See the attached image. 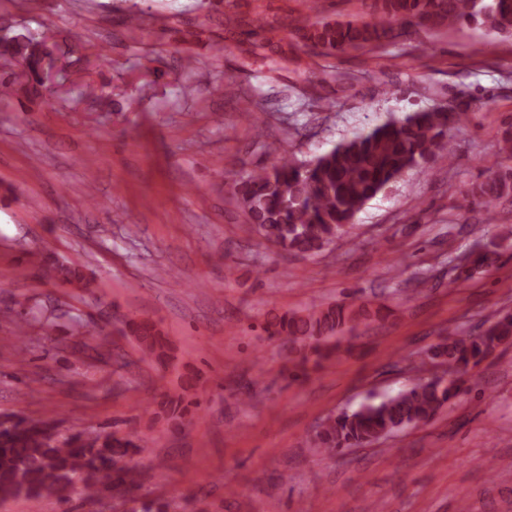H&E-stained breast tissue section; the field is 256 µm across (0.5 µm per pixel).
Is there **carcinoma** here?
<instances>
[{"label":"carcinoma","instance_id":"carcinoma-1","mask_svg":"<svg viewBox=\"0 0 512 512\" xmlns=\"http://www.w3.org/2000/svg\"><path fill=\"white\" fill-rule=\"evenodd\" d=\"M464 23L505 37H512V0H373L369 19L326 21L301 27L305 45L327 53L376 48L384 42L406 38L421 24L432 28ZM0 60L23 63L31 72L32 91L42 95L44 78L59 61L54 43H44L27 30L8 28L0 34ZM463 115L422 110L401 120L387 121L358 133L308 163L286 157L268 168L246 173L233 185L234 195L250 224L268 242L284 252L313 255L331 243L352 223L370 200L384 192L404 173L429 169L430 161L445 146L449 125ZM500 159L487 167L486 180L472 190V201L487 207L505 200L512 204V125L503 130ZM67 279L85 287L91 283L80 265L58 267ZM385 318L374 310L333 303L302 312H286L266 321L263 330L281 337L288 352L300 362L319 365L333 357L340 334L358 320ZM122 333L138 339L145 356L157 363L167 357V343L148 322H125ZM512 339V315L507 313L477 336H450L447 344L432 347L442 357L441 375L346 410L322 422L315 447L322 454L342 448L365 447L401 427L428 422L451 405L469 366L478 365L500 345ZM145 451L130 439L111 434H71L63 439L47 425L18 417L0 425V499L62 497L80 483L81 492L96 494L105 483L119 492L137 484L134 472L118 466L129 451Z\"/></svg>","mask_w":512,"mask_h":512}]
</instances>
